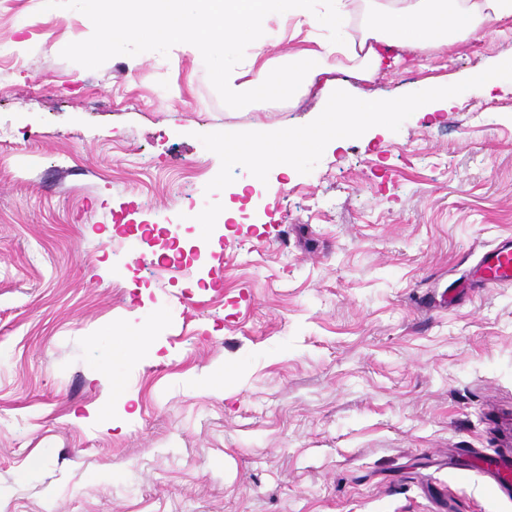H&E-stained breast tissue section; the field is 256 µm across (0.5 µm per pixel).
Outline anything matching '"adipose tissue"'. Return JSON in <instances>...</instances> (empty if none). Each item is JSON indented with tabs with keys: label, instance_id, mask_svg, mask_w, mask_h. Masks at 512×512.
<instances>
[{
	"label": "adipose tissue",
	"instance_id": "1",
	"mask_svg": "<svg viewBox=\"0 0 512 512\" xmlns=\"http://www.w3.org/2000/svg\"><path fill=\"white\" fill-rule=\"evenodd\" d=\"M307 0H91L92 17L102 41L91 54L110 51L131 41L180 43L185 52L209 60L225 97L252 104L295 100L320 75L335 71L337 54L346 55L355 74L368 78L384 66L380 45L442 52L466 38L479 36L488 23L512 19V0H373V12L359 41H338L302 47L288 55L287 66L273 68L265 58L257 34L271 15L304 19L343 30L350 0H331L324 16L307 13ZM254 42L242 64L224 61L227 46ZM417 101L351 99L336 96L325 107L316 127L304 133L287 130L267 133L260 140L228 138L224 156L231 161L263 165L273 156L295 155L325 142L356 133L392 114L422 110Z\"/></svg>",
	"mask_w": 512,
	"mask_h": 512
}]
</instances>
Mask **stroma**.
Instances as JSON below:
<instances>
[{
    "label": "stroma",
    "instance_id": "obj_1",
    "mask_svg": "<svg viewBox=\"0 0 512 512\" xmlns=\"http://www.w3.org/2000/svg\"><path fill=\"white\" fill-rule=\"evenodd\" d=\"M333 37L260 39L280 66ZM95 38L86 0H0V512H512L477 467L512 454V285L439 302L512 236V80L468 81L512 22L257 109L172 44ZM339 92L427 109L286 174L218 148Z\"/></svg>",
    "mask_w": 512,
    "mask_h": 512
}]
</instances>
